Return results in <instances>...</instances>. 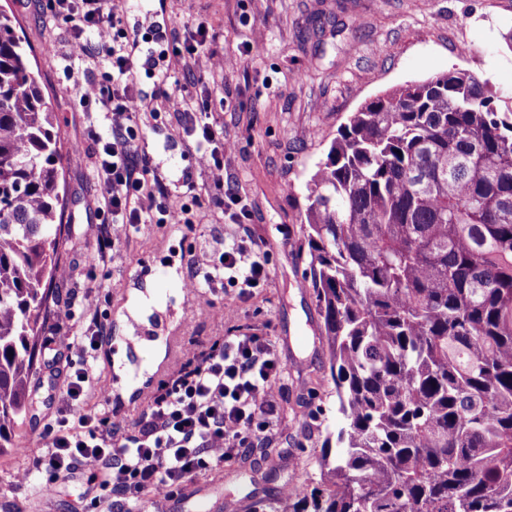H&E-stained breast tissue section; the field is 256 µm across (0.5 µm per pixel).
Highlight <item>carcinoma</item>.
<instances>
[{"mask_svg": "<svg viewBox=\"0 0 512 512\" xmlns=\"http://www.w3.org/2000/svg\"><path fill=\"white\" fill-rule=\"evenodd\" d=\"M0 10V454L58 276L57 118ZM465 70L363 104L299 226L343 425L277 512H512V105Z\"/></svg>", "mask_w": 512, "mask_h": 512, "instance_id": "cac0c4a2", "label": "carcinoma"}]
</instances>
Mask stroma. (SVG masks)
<instances>
[{
    "instance_id": "stroma-1",
    "label": "stroma",
    "mask_w": 512,
    "mask_h": 512,
    "mask_svg": "<svg viewBox=\"0 0 512 512\" xmlns=\"http://www.w3.org/2000/svg\"><path fill=\"white\" fill-rule=\"evenodd\" d=\"M0 9L20 21L22 36L34 50L31 60L52 98L63 143L67 210L71 230L56 263L72 277L55 281L59 302H72L70 324L89 323L81 305L88 286L104 283L101 310L108 338L97 351L95 376L108 394L92 392L86 407L116 409L137 417L151 392L184 360L187 348H205L218 336H262L276 348L283 370L279 416L285 434L270 447L283 449L286 465L299 468L310 482L320 478V450L328 432L342 424L324 379L327 358L321 318L304 272L308 259L297 230L306 208V184L324 161L331 140L350 112L387 90L434 73L464 69L488 81L501 100L512 99V0H143L123 16L130 37L155 38L175 24L182 34L207 24L219 32L224 53L240 58L210 99L224 121V137L235 150L225 159L224 182L245 207L242 223L226 222L214 209L208 178L186 148L184 117H144L136 157H149V178H160L173 196L191 207L190 224H142L114 252L98 258L95 241L84 234L99 223L96 201L101 185L94 174L95 137L107 134L98 109L80 102V87L91 74L70 60L63 39L64 19L54 17L50 0H0ZM332 16L322 33L303 38L312 14ZM472 51L461 56L460 43ZM82 152H74L75 143ZM248 236L260 246L268 269L264 285L240 295L231 283L196 291L186 286L204 275L218 255L215 238ZM234 304L233 320L218 318ZM65 362L51 350L40 356L32 385L41 401L36 418L19 431V451L0 455V512L4 501H22L23 512H93L97 484L89 475L50 478L44 495L16 476L28 465L24 449L49 440V426L61 405ZM306 400L303 419L291 409ZM260 453L214 466L183 485L177 512H195L198 500L223 501L227 512H245L251 486L248 472L262 469Z\"/></svg>"
}]
</instances>
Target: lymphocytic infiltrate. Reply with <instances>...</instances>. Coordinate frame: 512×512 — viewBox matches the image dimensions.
<instances>
[{"label": "lymphocytic infiltrate", "instance_id": "f902f5d3", "mask_svg": "<svg viewBox=\"0 0 512 512\" xmlns=\"http://www.w3.org/2000/svg\"><path fill=\"white\" fill-rule=\"evenodd\" d=\"M53 4L71 23L67 39L71 58L102 72L100 80L82 89L80 101L98 107L112 130L111 137L102 141L96 166L102 185L97 211L110 214L112 221L90 224L85 230L106 259L138 225L188 224L192 218L186 204L172 201L164 182L146 179L149 160L138 164L131 160L137 117L148 111L149 104L138 89L130 38L123 27L126 0H53ZM159 40L161 50H146L148 66L171 58L191 70L204 59L209 72L226 73L238 64L237 58L220 53L218 33L204 24L189 38H179L172 30ZM170 77L165 71L157 79L163 109L177 116L200 113L199 133L188 152L208 175L215 207L230 221H238L231 207L239 199L224 192V159L233 145L224 138L223 124L212 117L209 97L170 94L166 89ZM267 276L259 249L240 240L222 246L220 262L207 279L255 288ZM81 304L93 325L67 329L54 339L67 360L77 361L79 367L64 377L54 434L45 453L30 456L27 474L50 470L66 476L94 475L100 489L92 500L96 512H113L117 496L129 499L146 492L171 499L176 488L202 471L264 445L278 431L276 384L281 364L260 336H222L206 349H188L184 362L149 394L146 410L135 419L88 412L84 403L99 385L96 351L107 329L100 319L96 290H87Z\"/></svg>", "mask_w": 512, "mask_h": 512}]
</instances>
